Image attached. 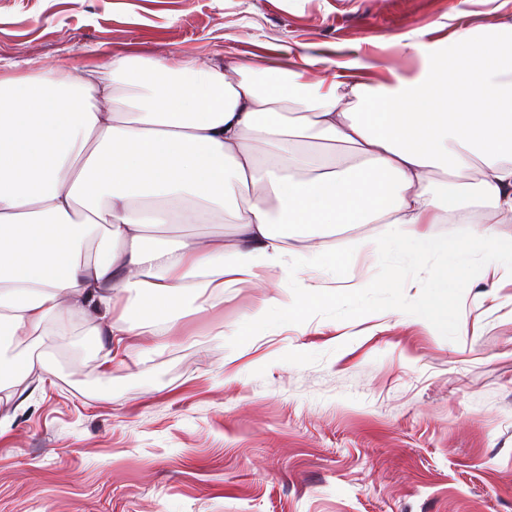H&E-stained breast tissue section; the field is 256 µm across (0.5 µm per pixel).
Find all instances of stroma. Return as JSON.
Here are the masks:
<instances>
[{
	"label": "stroma",
	"mask_w": 512,
	"mask_h": 512,
	"mask_svg": "<svg viewBox=\"0 0 512 512\" xmlns=\"http://www.w3.org/2000/svg\"><path fill=\"white\" fill-rule=\"evenodd\" d=\"M512 0H0V77L101 54L290 66L316 50L369 82ZM337 279H386L332 303L292 296L251 320L260 290L139 340L109 368L76 318L0 343L34 362L0 404V512H512V281L428 288L430 322L402 309L374 254Z\"/></svg>",
	"instance_id": "obj_1"
}]
</instances>
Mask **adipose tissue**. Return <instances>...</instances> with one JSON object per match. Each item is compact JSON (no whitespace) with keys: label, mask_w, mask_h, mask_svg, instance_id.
Masks as SVG:
<instances>
[{"label":"adipose tissue","mask_w":512,"mask_h":512,"mask_svg":"<svg viewBox=\"0 0 512 512\" xmlns=\"http://www.w3.org/2000/svg\"><path fill=\"white\" fill-rule=\"evenodd\" d=\"M413 76L369 84L350 65L315 54L264 86L255 66L113 54L74 73L65 61L0 78V335H44L86 315L110 336L99 365L136 336L168 344L184 317L236 286L303 296L351 265L358 240L337 229L383 224L384 256L412 275L437 253L479 280L512 277V21H495L434 46ZM323 77L311 81L312 72ZM291 101L308 112L289 127ZM313 136L345 156L306 155ZM480 171L481 213L442 191L432 173ZM262 184L247 208L240 186ZM228 213L231 238L197 235L149 245L155 225ZM472 224L443 239L440 224ZM143 304L135 315L125 296Z\"/></svg>","instance_id":"1"}]
</instances>
